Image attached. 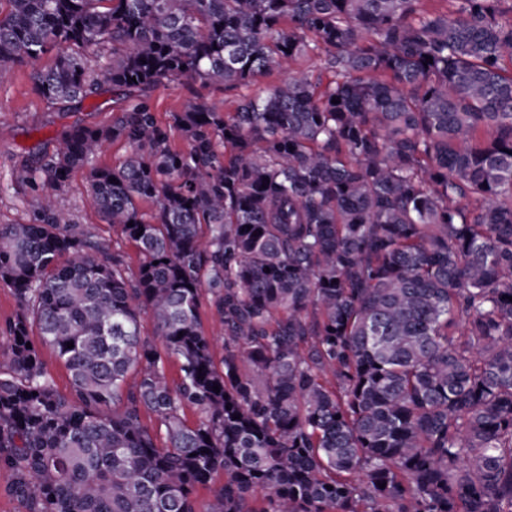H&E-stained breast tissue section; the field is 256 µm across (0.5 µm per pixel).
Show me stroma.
<instances>
[{
	"mask_svg": "<svg viewBox=\"0 0 512 512\" xmlns=\"http://www.w3.org/2000/svg\"><path fill=\"white\" fill-rule=\"evenodd\" d=\"M31 73V66L17 64L0 79V224L25 223L32 217L37 193L16 177L30 153H53L56 132L74 119L97 125L112 121L111 94L86 101L80 114L65 115L49 108L37 95ZM199 95L219 111L230 112L235 107V94L220 88L203 89L185 80L158 85L152 90L151 99L158 119L165 123L170 113L181 111ZM58 201L74 223L84 225L98 239H113L111 225L102 220L88 198L84 171L72 173Z\"/></svg>",
	"mask_w": 512,
	"mask_h": 512,
	"instance_id": "stroma-1",
	"label": "stroma"
}]
</instances>
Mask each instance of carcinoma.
I'll list each match as a JSON object with an SVG mask.
<instances>
[{"mask_svg": "<svg viewBox=\"0 0 512 512\" xmlns=\"http://www.w3.org/2000/svg\"><path fill=\"white\" fill-rule=\"evenodd\" d=\"M6 2L0 74L65 43L32 74L48 106L118 104L18 172L40 199L0 225V468L25 512H197L200 488L205 512H512L504 0ZM275 69L166 124L131 94ZM78 168L110 244L57 210ZM42 357L53 375L57 389L63 394H68L70 390V378L65 367L57 361L53 350L49 347L43 348Z\"/></svg>", "mask_w": 512, "mask_h": 512, "instance_id": "carcinoma-1", "label": "carcinoma"}]
</instances>
